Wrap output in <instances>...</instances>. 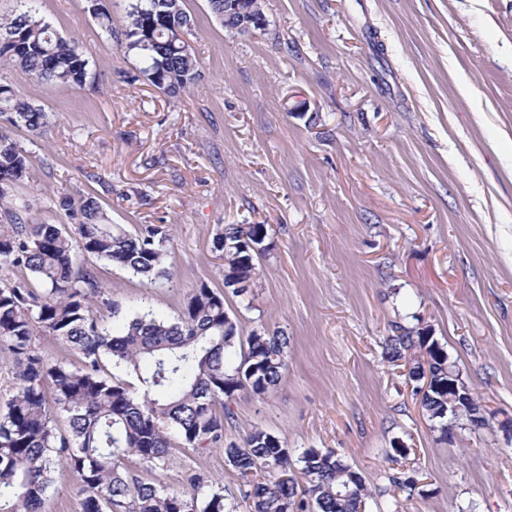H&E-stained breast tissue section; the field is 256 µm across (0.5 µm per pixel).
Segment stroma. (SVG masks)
Listing matches in <instances>:
<instances>
[{"label":"stroma","mask_w":512,"mask_h":512,"mask_svg":"<svg viewBox=\"0 0 512 512\" xmlns=\"http://www.w3.org/2000/svg\"><path fill=\"white\" fill-rule=\"evenodd\" d=\"M260 3L266 26L240 35L184 0L200 77L173 99L125 49L128 0H37L89 74L73 88L0 65L48 116L34 136L0 114L31 170L0 215L27 202L70 229L59 193L91 194L130 234L166 231L170 276L151 285L85 257L101 324L147 306L176 318L205 283L241 336H287L280 385L233 399L225 442L259 426L296 455L333 450L362 475L367 512H512V0ZM227 224L268 227L239 297L213 247ZM399 325L444 347L485 425L434 428L385 354ZM190 470L247 512L222 449L177 446L153 476L181 493Z\"/></svg>","instance_id":"35a3bbf8"}]
</instances>
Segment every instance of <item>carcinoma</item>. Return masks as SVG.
Masks as SVG:
<instances>
[{
	"label": "carcinoma",
	"mask_w": 512,
	"mask_h": 512,
	"mask_svg": "<svg viewBox=\"0 0 512 512\" xmlns=\"http://www.w3.org/2000/svg\"><path fill=\"white\" fill-rule=\"evenodd\" d=\"M0 19V59L44 84L81 87L88 60L56 35L25 0ZM224 28L245 33L224 0H209ZM183 0H130L126 48L146 63L148 81L172 97L192 86L199 63L175 29L190 33ZM0 112L18 129L42 135L46 114L0 83ZM29 159L15 139L0 131V198L5 187L29 175ZM75 233L56 224H28L7 212L0 224V265L28 271L41 285L21 277L0 285V351L15 374L12 393L0 404V512H42L48 490L58 482L80 486L83 512H225L223 491L204 489L202 476L186 473L192 493L169 492L157 481L121 470L134 455L145 471L171 459L169 430L198 453L224 446V463L248 480L243 492L250 512H358L369 494L363 477L335 452L314 448L292 459L279 437L254 427L242 443H224V421L233 417L239 392L259 398L277 388L287 367L288 338L255 330L241 342L236 321L225 318L224 294L203 283L174 321L137 313L113 332L93 315L104 296L93 273L81 266L91 255L120 265L153 283L168 275L167 235L147 226L132 235L108 222L99 201L88 196L74 205ZM265 224H226L213 245L224 259V288L256 285V260L267 250ZM53 336L81 360L74 366L39 351V331ZM391 358L408 362V377L429 373L433 388L420 395L428 420L448 434V354L429 333L396 327ZM246 345L238 365L228 357ZM136 376L134 392L114 380L104 359ZM64 417L67 429L56 425Z\"/></svg>",
	"instance_id": "carcinoma-1"
}]
</instances>
